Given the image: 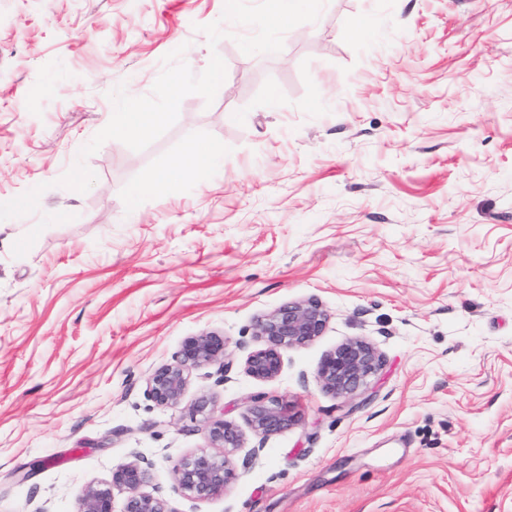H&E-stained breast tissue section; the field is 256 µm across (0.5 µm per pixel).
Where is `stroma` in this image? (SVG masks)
<instances>
[{
  "label": "stroma",
  "instance_id": "1",
  "mask_svg": "<svg viewBox=\"0 0 512 512\" xmlns=\"http://www.w3.org/2000/svg\"><path fill=\"white\" fill-rule=\"evenodd\" d=\"M224 4L0 0V203L47 186L0 221V512H77L137 459L169 512H512V0H327L255 55ZM179 47L196 74L223 58L213 103L187 95L145 150L89 156L87 192L59 186L109 91L149 95ZM194 140L223 165L143 191ZM307 299L323 334L247 375L256 318ZM204 331L224 371L155 405L148 378ZM356 337L383 366L340 398L317 368ZM203 394L246 435L196 500L174 466L213 451ZM256 396L303 424L259 441Z\"/></svg>",
  "mask_w": 512,
  "mask_h": 512
}]
</instances>
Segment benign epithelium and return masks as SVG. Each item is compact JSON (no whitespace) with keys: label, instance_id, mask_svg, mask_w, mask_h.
I'll list each match as a JSON object with an SVG mask.
<instances>
[{"label":"benign epithelium","instance_id":"1","mask_svg":"<svg viewBox=\"0 0 512 512\" xmlns=\"http://www.w3.org/2000/svg\"><path fill=\"white\" fill-rule=\"evenodd\" d=\"M329 316L315 300L289 302L257 318L252 336L260 347L248 353L245 372L254 379L267 381L279 376L283 368V351L310 344L321 336ZM227 340L206 332L188 336L174 361L153 372L146 385L147 397L158 406L178 404L188 385L192 370L217 365L225 367ZM381 367L375 347L362 338L349 339L322 359L317 378L322 388L335 396L352 398L366 389ZM252 432L266 439L295 428L302 423L298 406L289 400L257 397L246 409ZM213 447L221 455L202 454L181 460L174 471L178 485L188 496L210 499L224 493L234 479L231 456L243 446L244 434L235 425L215 419L209 430ZM151 465L144 461L122 464L112 470V481L89 487L78 512H112L113 490L127 493L123 512H168L165 502L142 488L150 480Z\"/></svg>","mask_w":512,"mask_h":512}]
</instances>
